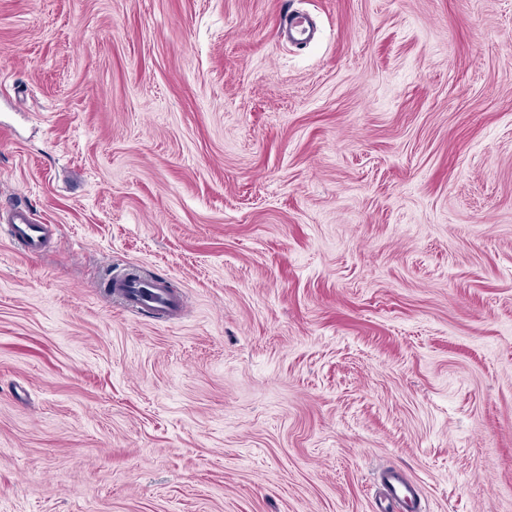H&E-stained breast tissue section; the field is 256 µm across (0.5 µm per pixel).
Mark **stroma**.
Returning <instances> with one entry per match:
<instances>
[{"label": "stroma", "instance_id": "35a3bbf8", "mask_svg": "<svg viewBox=\"0 0 512 512\" xmlns=\"http://www.w3.org/2000/svg\"><path fill=\"white\" fill-rule=\"evenodd\" d=\"M1 205L0 512H512V0H0ZM287 34L288 38L295 43H307L314 36V27L307 17H295L288 21ZM1 213L6 214L7 231L14 241L27 252L41 250L43 238L50 234L52 225L33 224L28 210L21 207L10 208ZM126 288H129L125 292L129 297L123 299L138 310L160 313L171 305L166 294L161 291L162 288H153L150 284L143 282L133 283ZM383 485L390 500L400 502L406 499H414L410 488L405 486V480L396 471H387L383 476Z\"/></svg>", "mask_w": 512, "mask_h": 512}]
</instances>
